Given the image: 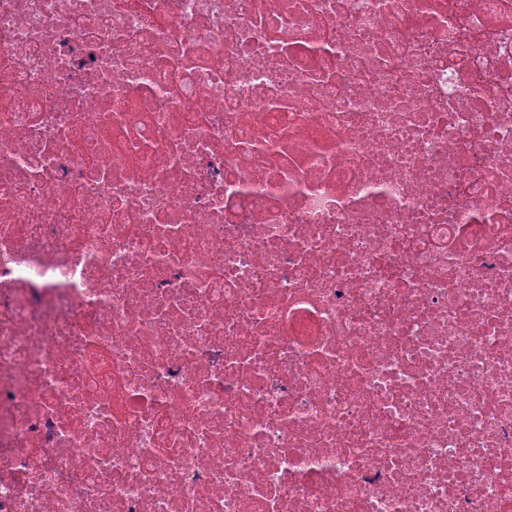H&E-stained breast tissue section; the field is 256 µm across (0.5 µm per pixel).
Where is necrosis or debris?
I'll return each mask as SVG.
<instances>
[{
  "label": "necrosis or debris",
  "instance_id": "necrosis-or-debris-1",
  "mask_svg": "<svg viewBox=\"0 0 512 512\" xmlns=\"http://www.w3.org/2000/svg\"><path fill=\"white\" fill-rule=\"evenodd\" d=\"M0 512H512V0H0Z\"/></svg>",
  "mask_w": 512,
  "mask_h": 512
}]
</instances>
